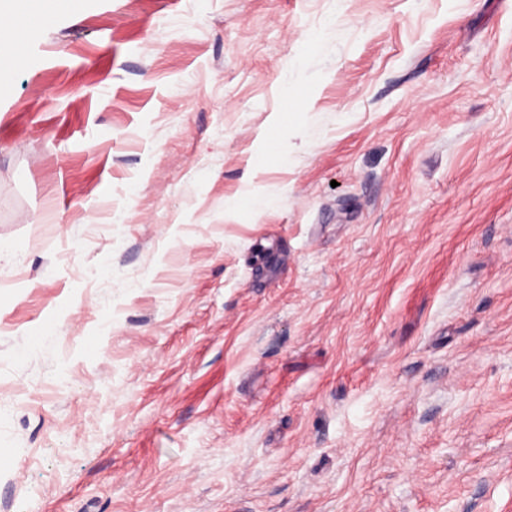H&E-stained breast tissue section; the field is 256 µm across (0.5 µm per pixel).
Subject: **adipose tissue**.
Masks as SVG:
<instances>
[{
	"label": "adipose tissue",
	"instance_id": "1",
	"mask_svg": "<svg viewBox=\"0 0 512 512\" xmlns=\"http://www.w3.org/2000/svg\"><path fill=\"white\" fill-rule=\"evenodd\" d=\"M49 14L23 0H0V84L8 83L16 71L26 66V59L16 48L15 36L36 30Z\"/></svg>",
	"mask_w": 512,
	"mask_h": 512
}]
</instances>
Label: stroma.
Here are the masks:
<instances>
[{"mask_svg": "<svg viewBox=\"0 0 512 512\" xmlns=\"http://www.w3.org/2000/svg\"><path fill=\"white\" fill-rule=\"evenodd\" d=\"M22 52L0 512H512V0H75Z\"/></svg>", "mask_w": 512, "mask_h": 512, "instance_id": "stroma-1", "label": "stroma"}]
</instances>
